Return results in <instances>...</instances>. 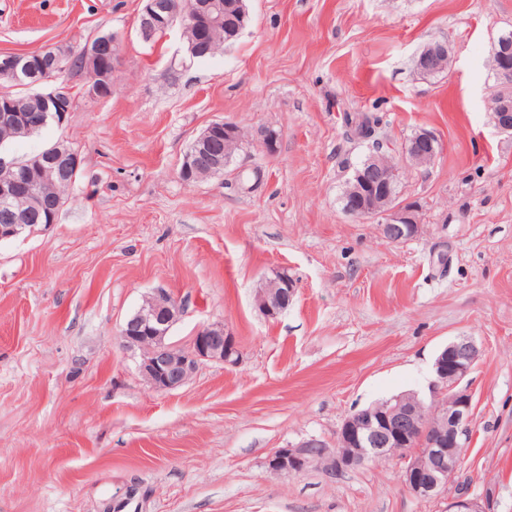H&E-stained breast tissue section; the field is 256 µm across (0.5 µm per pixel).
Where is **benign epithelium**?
I'll return each instance as SVG.
<instances>
[{"label":"benign epithelium","mask_w":512,"mask_h":512,"mask_svg":"<svg viewBox=\"0 0 512 512\" xmlns=\"http://www.w3.org/2000/svg\"><path fill=\"white\" fill-rule=\"evenodd\" d=\"M212 10L219 11V6L197 3L180 21V29L190 33L186 45L187 53L193 58L203 55L201 42L206 30L220 22V16L210 14ZM165 12L166 4L161 0H146L138 20L139 34L143 36L153 31ZM497 46V73L502 79L511 80L512 33L500 34ZM81 55L84 72L93 79L91 92L98 96L106 94L112 87V72L104 70L103 60H117L118 37L108 42H89ZM447 59V45L433 42L421 50L415 66L421 72L432 71ZM64 71L65 67L57 60H50L42 66L34 85L52 81ZM67 98L69 89L64 85L39 94V99L55 107L51 117L60 124L65 122L68 113L64 103ZM490 121L499 132L512 135L511 98L502 96L491 104ZM242 134L243 130L236 125L222 120L211 122L184 156L181 174L190 180L195 171L201 175L223 162L229 163L232 141L242 140ZM440 151L438 138L426 130L409 138L397 157L375 149L358 174L365 188L345 197L344 212L357 219L382 217L381 233L391 243L415 236L419 230L415 210L410 205H384V198L374 191L375 182L382 183V189L390 194L399 185L406 167L429 165ZM80 163L78 153L56 147L33 158L29 169L37 176L23 183L14 176L13 169L18 163L0 158V241L24 235L29 228L25 221L30 216V208L41 200V185L69 176ZM294 293L291 279L269 280L259 289L255 304L265 317L275 319L288 308ZM181 313L178 301L158 290L145 296L138 310L119 328L123 347L139 353L140 375L158 392L182 387L205 361L233 365L239 358L234 338L224 334L221 323L198 330L187 349L166 342L168 332ZM479 356L480 350L472 337L456 338L434 360L432 406L405 395L396 396L372 414L355 412L348 416L338 432L335 448L313 438L279 448L270 455L267 470L277 476H291L316 466L334 475L400 451L404 460L405 489L417 498L441 495L448 488V479L460 470L462 448L469 438L472 395L468 388L460 387V383L474 370ZM412 440L416 442L415 451L408 448ZM490 508L488 498H474L465 491L448 499V512H490Z\"/></svg>","instance_id":"7a95c632"}]
</instances>
